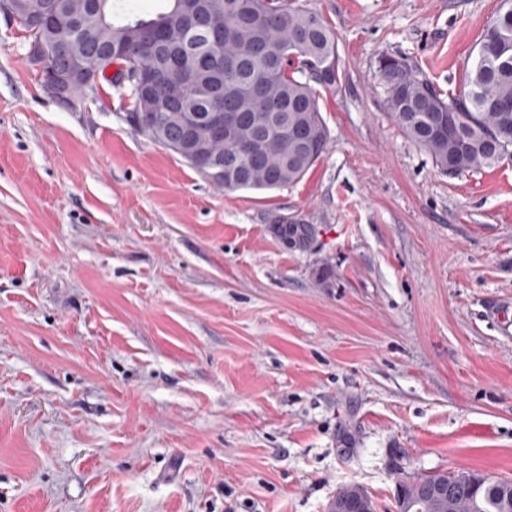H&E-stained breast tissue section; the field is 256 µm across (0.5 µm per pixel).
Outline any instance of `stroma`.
Segmentation results:
<instances>
[{
	"instance_id": "1",
	"label": "stroma",
	"mask_w": 512,
	"mask_h": 512,
	"mask_svg": "<svg viewBox=\"0 0 512 512\" xmlns=\"http://www.w3.org/2000/svg\"><path fill=\"white\" fill-rule=\"evenodd\" d=\"M298 2L343 83L323 155L263 191L214 189L108 83L50 97L0 15V512H328L350 484L395 512L402 470L512 479V161L441 173L376 79L403 55L462 93L502 0ZM278 233L287 243L303 247L312 237L313 229L308 224H281L278 226Z\"/></svg>"
}]
</instances>
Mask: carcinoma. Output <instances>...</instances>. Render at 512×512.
Here are the masks:
<instances>
[{
    "mask_svg": "<svg viewBox=\"0 0 512 512\" xmlns=\"http://www.w3.org/2000/svg\"><path fill=\"white\" fill-rule=\"evenodd\" d=\"M48 21L19 25L31 42L68 40L95 54L112 44V60L146 65L157 83L145 92L113 84L133 98L159 142L178 125L213 108L208 92L224 85L223 110L238 115L245 140L219 142L212 154L227 168L221 190H269L300 181L321 157L329 130L320 90L340 91L336 36L294 0H167L146 19L116 0H43ZM485 27L469 64V89L444 97L410 59L383 55L376 68L388 112L405 135L450 176L493 167L512 155V0ZM261 80L252 90L251 77ZM281 237L305 246L308 224H281ZM350 512L368 506L347 485ZM396 512H512V480L466 469L409 476L394 493Z\"/></svg>",
    "mask_w": 512,
    "mask_h": 512,
    "instance_id": "obj_1",
    "label": "carcinoma"
}]
</instances>
